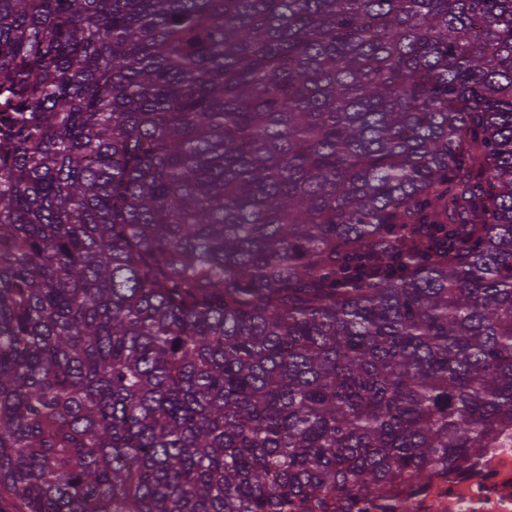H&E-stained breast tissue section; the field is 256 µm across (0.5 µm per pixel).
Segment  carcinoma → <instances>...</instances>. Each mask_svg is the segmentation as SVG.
I'll return each mask as SVG.
<instances>
[{
    "label": "carcinoma",
    "instance_id": "obj_1",
    "mask_svg": "<svg viewBox=\"0 0 512 512\" xmlns=\"http://www.w3.org/2000/svg\"><path fill=\"white\" fill-rule=\"evenodd\" d=\"M0 512H323L512 430V0H0Z\"/></svg>",
    "mask_w": 512,
    "mask_h": 512
}]
</instances>
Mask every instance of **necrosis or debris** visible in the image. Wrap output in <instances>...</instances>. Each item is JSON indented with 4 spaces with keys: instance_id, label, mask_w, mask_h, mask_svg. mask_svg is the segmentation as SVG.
<instances>
[{
    "instance_id": "4bbe7bcc",
    "label": "necrosis or debris",
    "mask_w": 512,
    "mask_h": 512,
    "mask_svg": "<svg viewBox=\"0 0 512 512\" xmlns=\"http://www.w3.org/2000/svg\"><path fill=\"white\" fill-rule=\"evenodd\" d=\"M351 512H512V433L477 458L407 481L390 497L357 499Z\"/></svg>"
}]
</instances>
